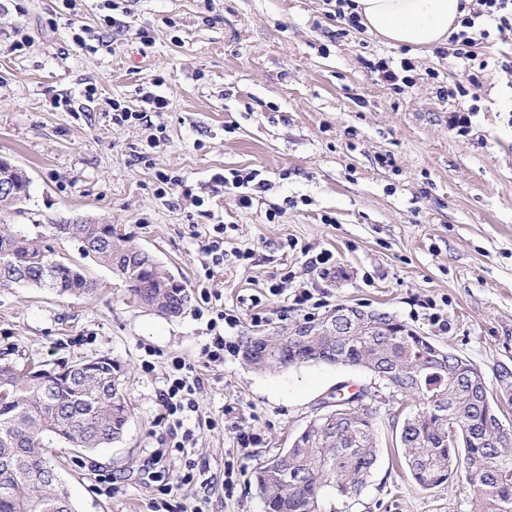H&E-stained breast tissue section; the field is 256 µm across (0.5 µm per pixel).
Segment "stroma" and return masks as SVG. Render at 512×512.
Listing matches in <instances>:
<instances>
[{
    "mask_svg": "<svg viewBox=\"0 0 512 512\" xmlns=\"http://www.w3.org/2000/svg\"><path fill=\"white\" fill-rule=\"evenodd\" d=\"M324 0H0V158L31 180L14 232L79 263L94 298L43 288L0 289V362L58 369L101 355L125 368L131 416L122 439L93 453L56 444L54 461L77 512H262L252 473L287 447L319 398L338 385L366 387L379 415L376 467L336 512H469L462 473L425 490L399 443L400 406L366 370L306 365L261 372L240 354L211 363L209 304L218 294L239 321L224 335L275 337L339 304L378 309L474 362L488 387L512 369V34L491 38L488 66L469 96H440L465 80L436 49L393 46L367 32L341 35ZM147 28L150 46L135 33ZM90 29L86 48L74 45ZM408 57L414 81L397 91L366 68ZM160 79L170 100L154 125L112 122V105L137 107ZM94 88L85 97V88ZM476 108L467 136L448 114ZM258 173L268 190L239 208L210 196L215 173ZM182 177L158 198V173ZM223 215L224 263L208 266L198 232ZM275 220H268V213ZM92 220L151 253L188 290L184 313L164 318L130 298L108 267L81 258L54 224ZM251 260H241L244 252ZM333 255L323 273L317 258ZM306 287L296 306L270 285ZM265 320L254 324L253 310ZM194 364L204 386L184 425L194 440L171 462L150 464L176 427L160 394L172 357ZM152 360L153 370L142 367ZM255 437L241 447L240 432ZM195 479L181 484L185 461ZM233 489L225 491V466Z\"/></svg>",
    "mask_w": 512,
    "mask_h": 512,
    "instance_id": "obj_1",
    "label": "stroma"
}]
</instances>
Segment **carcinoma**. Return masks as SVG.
Masks as SVG:
<instances>
[{"instance_id":"carcinoma-1","label":"carcinoma","mask_w":512,"mask_h":512,"mask_svg":"<svg viewBox=\"0 0 512 512\" xmlns=\"http://www.w3.org/2000/svg\"><path fill=\"white\" fill-rule=\"evenodd\" d=\"M26 188L14 203H0V288L36 286L60 296L95 292L81 269L50 257L37 239L17 237L5 217L23 213L30 178L15 172ZM53 235L81 243L82 255L112 266L137 258L130 241L86 224H53ZM160 264L123 281L137 303L158 315L183 314L188 294L168 286ZM259 371L300 365L361 367L393 393L415 402L405 417L400 442L412 480L424 489L464 472L472 491L470 512H512V435L504 433L497 399L478 367L447 352L434 355L433 342L386 312L338 305L316 323L288 329V337L246 336L240 350ZM124 366L107 356L89 373L71 365L50 373L30 364L0 363V512H75L49 457L53 439L94 452L119 441L128 421ZM376 410L360 406L339 413L317 411L292 443L261 462L253 483L264 512H325L329 498L350 499L366 484L377 463Z\"/></svg>"}]
</instances>
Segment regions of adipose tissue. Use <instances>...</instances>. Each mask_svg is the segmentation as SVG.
Instances as JSON below:
<instances>
[{"mask_svg": "<svg viewBox=\"0 0 512 512\" xmlns=\"http://www.w3.org/2000/svg\"><path fill=\"white\" fill-rule=\"evenodd\" d=\"M363 25L395 45L447 43L461 17V0H355Z\"/></svg>", "mask_w": 512, "mask_h": 512, "instance_id": "adipose-tissue-1", "label": "adipose tissue"}]
</instances>
